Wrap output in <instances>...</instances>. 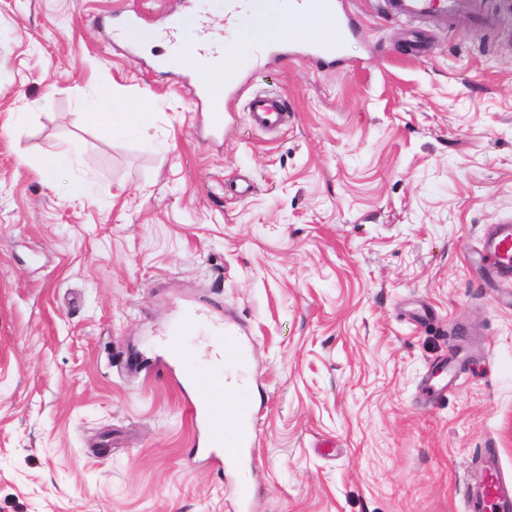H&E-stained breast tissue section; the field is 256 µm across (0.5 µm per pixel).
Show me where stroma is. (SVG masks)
Here are the masks:
<instances>
[{
  "label": "stroma",
  "mask_w": 512,
  "mask_h": 512,
  "mask_svg": "<svg viewBox=\"0 0 512 512\" xmlns=\"http://www.w3.org/2000/svg\"><path fill=\"white\" fill-rule=\"evenodd\" d=\"M192 2L0 0V512H234V483L253 512H461L488 452L512 482V290L481 258L512 218V17L416 55L344 0L336 65L241 51L217 132L120 26ZM102 91L145 126L103 134ZM262 91L288 127L251 126ZM190 308L247 351L257 441L228 477L165 345ZM72 161L73 153L66 149L43 155L39 164L44 177L50 179L59 169L71 165Z\"/></svg>",
  "instance_id": "1"
}]
</instances>
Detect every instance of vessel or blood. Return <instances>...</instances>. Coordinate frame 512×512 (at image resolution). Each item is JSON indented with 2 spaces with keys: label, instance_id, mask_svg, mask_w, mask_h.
I'll return each instance as SVG.
<instances>
[{
  "label": "vessel or blood",
  "instance_id": "1",
  "mask_svg": "<svg viewBox=\"0 0 512 512\" xmlns=\"http://www.w3.org/2000/svg\"><path fill=\"white\" fill-rule=\"evenodd\" d=\"M295 10L324 17L325 25L320 35L306 38L303 55L311 62L331 66L346 38L353 35L355 25L341 0H291ZM383 13L394 20L423 18L439 29H447L456 18H468L474 25L498 23L512 15V0H503L497 14H486L480 0H381ZM239 80L238 73L224 77V92L216 94L205 73H198L189 84L191 96L202 98L210 106L211 124L224 126V104ZM247 118L251 125L261 130H274L287 123L290 114L288 101L280 95L260 93L247 103ZM486 260L497 282L512 288V221L503 220L486 242ZM201 316L198 311L187 310L173 327L167 346L174 356L180 357V373L190 385H202L211 391L210 396L191 402L188 414L191 421L204 428L205 446L209 458L218 470L232 471L243 459L246 451L255 444L258 416L247 385L239 379L236 368L244 359V348L233 332L217 337V347L209 355L196 356L187 341L198 334ZM223 415L224 429L216 431L209 426L216 415ZM485 474L479 498L469 499L463 512H512V488L501 478L494 458H486Z\"/></svg>",
  "mask_w": 512,
  "mask_h": 512
}]
</instances>
